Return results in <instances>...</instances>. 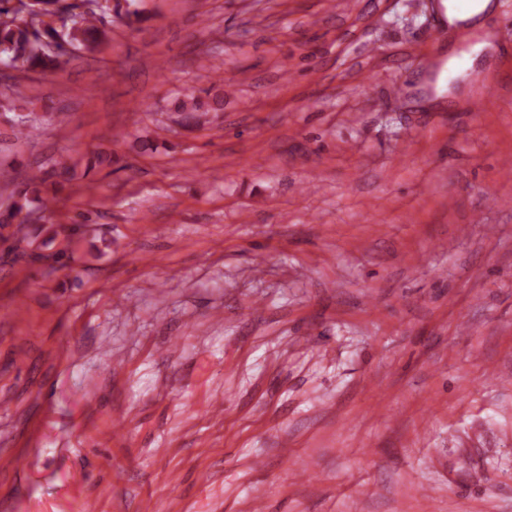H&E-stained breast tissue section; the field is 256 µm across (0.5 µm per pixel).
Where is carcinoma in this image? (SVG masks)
<instances>
[{
  "mask_svg": "<svg viewBox=\"0 0 512 512\" xmlns=\"http://www.w3.org/2000/svg\"><path fill=\"white\" fill-rule=\"evenodd\" d=\"M0 0V65L36 71L62 70L75 58L73 50L94 53L107 38L105 23L92 7L81 8L78 3L64 4L62 0H17L3 7ZM116 17L128 24L140 23L146 16L133 7V0H116ZM0 92V110H11L14 98L21 96L20 84H4ZM223 109V100L213 102L188 95L175 104V112L192 127L209 123L210 113ZM71 157L61 155L45 170L41 167L29 177L24 188L12 191L13 203L0 211V227L27 223L26 215L33 207H47L40 195V186L56 176L65 181L73 177Z\"/></svg>",
  "mask_w": 512,
  "mask_h": 512,
  "instance_id": "1",
  "label": "carcinoma"
}]
</instances>
